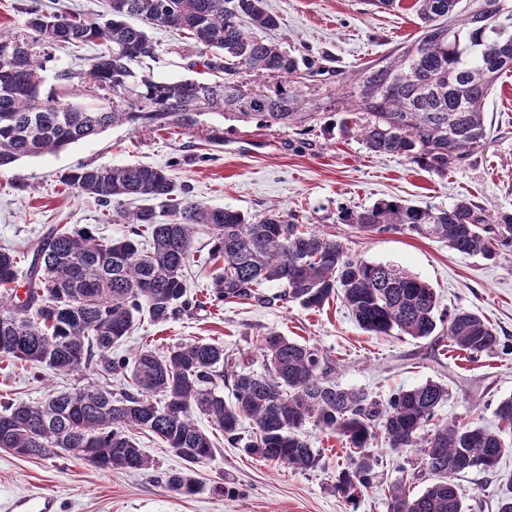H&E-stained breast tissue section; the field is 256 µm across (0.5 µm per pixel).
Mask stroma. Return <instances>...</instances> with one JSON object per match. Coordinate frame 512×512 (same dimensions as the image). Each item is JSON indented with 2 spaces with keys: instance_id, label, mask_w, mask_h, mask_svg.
<instances>
[{
  "instance_id": "obj_1",
  "label": "stroma",
  "mask_w": 512,
  "mask_h": 512,
  "mask_svg": "<svg viewBox=\"0 0 512 512\" xmlns=\"http://www.w3.org/2000/svg\"><path fill=\"white\" fill-rule=\"evenodd\" d=\"M267 3L280 17L274 37L283 47L307 45L329 56L336 71L311 89L318 110L305 128L228 121L223 144L212 146L205 129L221 120L208 113L189 135L121 126L55 153L23 158L0 169V247L23 251L55 224L86 227L98 237L126 235V224L108 222L94 199L61 183V174L80 164L160 166L203 204L252 215L274 206L296 213L300 222L341 241L349 254L425 281L435 289L440 309L478 311L496 333L497 347L472 357L445 338L374 336L359 328L338 299L319 309L212 301L205 293L215 262L210 240L201 233L186 270L193 308L160 324L142 319L114 355L130 356L144 345L163 353L180 343L216 342L225 355L258 371L260 341L274 331L331 357L340 387L363 389L385 401L437 381L449 389L439 419L497 429L495 405L512 395V251L489 261L407 231L366 235L339 223L337 208L357 210L383 200L447 207L466 198L493 215L512 212V74L503 75L486 101V148L447 176L431 175L404 157L369 154L355 130H341L334 115L342 84L416 35L414 0H402L401 8L391 11L369 0ZM30 7L103 14L107 0H0V29L22 30ZM153 37L159 44L149 63L155 77H202V68H190L191 56L176 34L157 30ZM87 382L77 373L56 374L0 357V404L36 402L48 391H71ZM305 435L320 455L307 470L245 454L214 434L216 456L198 467L201 489L192 496L169 492L146 473L103 470L68 455L21 459L0 449V512H13L16 499L25 496L54 498L55 512H391L388 489L403 478L396 453L375 444L376 476L361 496L348 499L335 489L348 461L345 444L311 424ZM459 483L473 512H495L498 495L512 486V454L493 473L474 470Z\"/></svg>"
}]
</instances>
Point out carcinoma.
<instances>
[{"mask_svg":"<svg viewBox=\"0 0 512 512\" xmlns=\"http://www.w3.org/2000/svg\"><path fill=\"white\" fill-rule=\"evenodd\" d=\"M460 2L416 0L417 35L343 85V112L356 116L369 153L400 155L442 176L487 145L486 99L512 71V5L483 0L461 19ZM26 14L25 29L0 30V168L116 125L190 133L205 112L268 129L302 128L310 119L305 81L329 73L318 57L256 35L279 25L266 0H110L103 21L36 8ZM151 28L188 34L212 79L171 81L139 72V62L157 54ZM90 45L101 51L88 69L57 70L58 88L41 96L51 51ZM77 95L101 104L76 103ZM62 182L112 209L129 225L128 234L104 240L87 228L50 227L30 247L22 300L12 288L17 255L0 250V356L67 374L116 376L122 383L115 390L87 385L37 403H6L0 448H14L23 458L64 451L102 469L139 472L153 468V461L132 432L150 433L185 462L180 470L158 473V482L191 496L199 491L196 467L217 452L196 417L207 418L231 447L295 469L319 462L301 435L311 423L350 444L336 484L348 498L376 476L373 440L412 456L408 464L429 483L416 496L401 482L392 485V512H466L457 477L471 470L489 474L512 452L500 436L512 428V396L495 406L498 431L439 423L447 387L427 382L383 403L362 389L339 387L332 359L276 332L261 341L264 374L225 364L224 347L202 341L163 354L143 347L132 358L112 355L141 316L164 323L189 307L183 273L200 229L223 260L210 284L218 302H292L311 309L338 295L359 328L375 336L396 331L422 339L440 329L471 354L493 350L498 338L472 310L438 313L426 282L353 257L340 241L277 208L248 215L204 205L178 195L165 169L140 164L80 165ZM129 200L144 205L129 213L123 210ZM158 206L167 221L159 220ZM337 219L365 234L408 230L488 260L512 248V213L492 217L466 199L447 208L393 201L342 207ZM268 282L283 291L266 294ZM218 377L232 380V400L214 387Z\"/></svg>","mask_w":512,"mask_h":512,"instance_id":"carcinoma-1","label":"carcinoma"}]
</instances>
